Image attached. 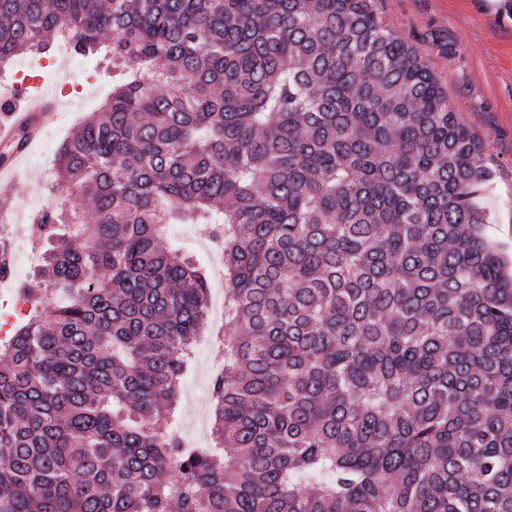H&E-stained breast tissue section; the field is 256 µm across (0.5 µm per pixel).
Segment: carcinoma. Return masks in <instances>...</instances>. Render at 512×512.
<instances>
[{
  "label": "carcinoma",
  "mask_w": 512,
  "mask_h": 512,
  "mask_svg": "<svg viewBox=\"0 0 512 512\" xmlns=\"http://www.w3.org/2000/svg\"><path fill=\"white\" fill-rule=\"evenodd\" d=\"M112 94L57 155L0 343V512H512V276L492 173L376 0H0V69ZM224 248L211 444L178 410ZM197 227L198 224H171L167 242L193 255L201 265L213 269L221 261V257L213 247L199 244L201 237L195 233Z\"/></svg>",
  "instance_id": "carcinoma-1"
}]
</instances>
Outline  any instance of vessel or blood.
Here are the masks:
<instances>
[{
    "label": "vessel or blood",
    "mask_w": 512,
    "mask_h": 512,
    "mask_svg": "<svg viewBox=\"0 0 512 512\" xmlns=\"http://www.w3.org/2000/svg\"><path fill=\"white\" fill-rule=\"evenodd\" d=\"M72 86L63 83L49 90L43 77H20L18 83L0 89V141L14 144V151L0 160V181L15 182L20 174V158L36 141L47 112L70 94Z\"/></svg>",
    "instance_id": "1"
}]
</instances>
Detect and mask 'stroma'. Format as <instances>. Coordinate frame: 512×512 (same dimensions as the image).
I'll use <instances>...</instances> for the list:
<instances>
[{"instance_id": "1", "label": "stroma", "mask_w": 512, "mask_h": 512, "mask_svg": "<svg viewBox=\"0 0 512 512\" xmlns=\"http://www.w3.org/2000/svg\"><path fill=\"white\" fill-rule=\"evenodd\" d=\"M378 7L393 30L428 59L448 95V103L483 146L493 177L479 197L488 222L486 240L512 260V0H379ZM65 69L22 57L15 69H36L46 83L71 75L84 93L49 119L53 138H41L22 161L24 180L0 186L13 215L14 243L30 249L38 237L34 213L53 207L55 198L37 175L54 170L61 146L112 90V73L104 63L72 53H58ZM217 346L211 336L197 337L193 362L182 379L176 423L162 429L185 435L186 421L195 418L194 399H207L215 372Z\"/></svg>"}]
</instances>
